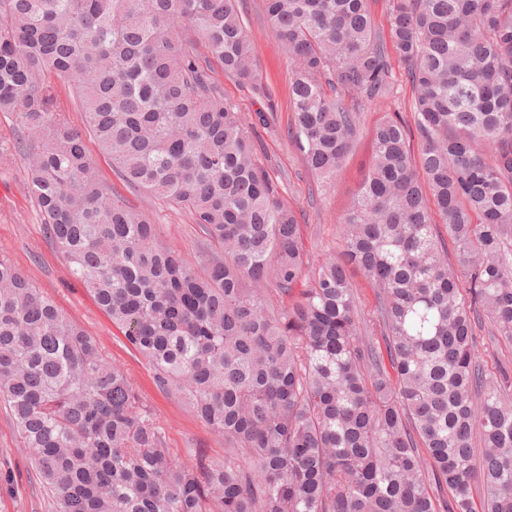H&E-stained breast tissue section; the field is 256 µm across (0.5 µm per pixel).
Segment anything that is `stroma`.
<instances>
[{
  "mask_svg": "<svg viewBox=\"0 0 512 512\" xmlns=\"http://www.w3.org/2000/svg\"><path fill=\"white\" fill-rule=\"evenodd\" d=\"M265 0H241L260 72L275 92L273 105L226 77L219 63H212L211 75L224 95L253 125L257 153L266 166L277 173L284 185V197L299 213L305 260L317 267L336 246L337 220L362 181L370 160V132L383 113L410 114V91L405 68L394 64V92L381 104L363 112L361 136L345 166L336 176L329 193L318 194L316 178L306 168L295 145L287 137L292 119L289 97L288 54L275 32L267 25ZM273 109L274 117L259 122L257 115ZM86 148L98 169L114 190L131 204L149 211L161 241L179 250L189 265L206 239L190 216L171 207L165 199L129 190L114 175L93 139ZM0 258L10 259L38 288L51 296L68 317L95 336L108 360L120 367L138 389L141 399L153 412L166 448L173 458L196 465L224 456V440L214 435L181 403L175 393L159 389L146 361L126 344L120 331L97 307L81 283L74 280L65 263L55 253L43 232L41 216L25 184L20 160L0 163ZM0 512H50L34 469L29 464L17 429L0 408Z\"/></svg>",
  "mask_w": 512,
  "mask_h": 512,
  "instance_id": "obj_1",
  "label": "stroma"
}]
</instances>
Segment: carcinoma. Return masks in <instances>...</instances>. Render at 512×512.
<instances>
[{
    "mask_svg": "<svg viewBox=\"0 0 512 512\" xmlns=\"http://www.w3.org/2000/svg\"><path fill=\"white\" fill-rule=\"evenodd\" d=\"M265 2L292 66L288 138L327 192L361 112L393 94L391 59L367 0ZM390 38L411 119L373 128L336 255L312 270L197 51L272 100L239 0H0V113L33 135L18 149L46 237L156 385L224 437L220 460L172 459L97 338L1 259L0 404L52 512H441L445 492L448 512H512V374L477 341L487 323L512 342V0H390ZM87 136L200 226L199 270L113 192Z\"/></svg>",
    "mask_w": 512,
    "mask_h": 512,
    "instance_id": "obj_1",
    "label": "carcinoma"
}]
</instances>
